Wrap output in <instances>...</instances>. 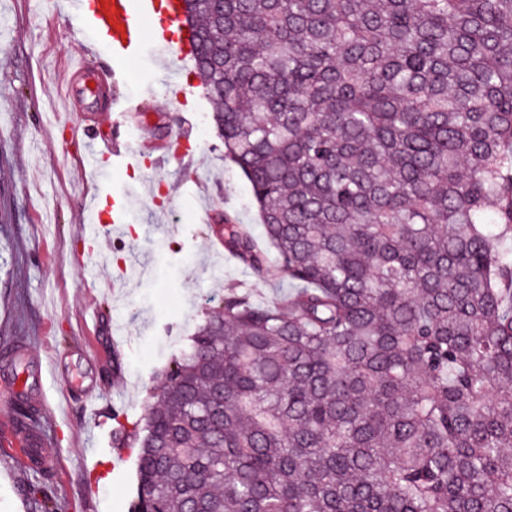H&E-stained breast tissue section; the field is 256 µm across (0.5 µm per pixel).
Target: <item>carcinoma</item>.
Returning a JSON list of instances; mask_svg holds the SVG:
<instances>
[{
    "instance_id": "1",
    "label": "carcinoma",
    "mask_w": 512,
    "mask_h": 512,
    "mask_svg": "<svg viewBox=\"0 0 512 512\" xmlns=\"http://www.w3.org/2000/svg\"><path fill=\"white\" fill-rule=\"evenodd\" d=\"M283 303L232 294L131 512H512V0H182Z\"/></svg>"
}]
</instances>
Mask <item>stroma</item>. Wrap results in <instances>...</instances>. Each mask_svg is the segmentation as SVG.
<instances>
[{
  "instance_id": "1",
  "label": "stroma",
  "mask_w": 512,
  "mask_h": 512,
  "mask_svg": "<svg viewBox=\"0 0 512 512\" xmlns=\"http://www.w3.org/2000/svg\"><path fill=\"white\" fill-rule=\"evenodd\" d=\"M59 2L0 0V337H18L34 355L60 363L44 379L45 408L36 416L56 461L44 489L58 512H131L136 451L119 444L116 430L139 422L174 351L230 289L271 304L291 288L287 279L252 275L212 235L227 215L254 237L262 227L192 63L168 62L151 43L120 68L98 52L87 58L89 70L122 69L119 90L138 104L145 134L115 128L101 103L74 107L85 137L58 121L59 73L87 43L83 22ZM172 80L185 88L181 104L141 94L145 84ZM185 118L193 124L195 181L184 178L185 162L170 148ZM91 139L120 140L128 159L82 166ZM98 193L129 200L123 230L102 235L100 252L87 262L85 238L100 222L85 199ZM121 265L128 286L116 301L101 285ZM67 378L93 385L97 417L85 414L81 398L66 399ZM13 419L0 405V512H35V478L15 456Z\"/></svg>"
}]
</instances>
